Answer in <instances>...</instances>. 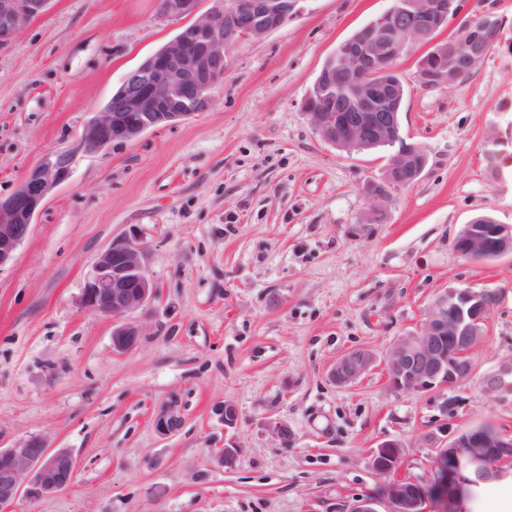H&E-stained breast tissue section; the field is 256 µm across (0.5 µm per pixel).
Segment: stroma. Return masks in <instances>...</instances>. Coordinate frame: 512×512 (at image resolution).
<instances>
[{"instance_id":"35a3bbf8","label":"stroma","mask_w":512,"mask_h":512,"mask_svg":"<svg viewBox=\"0 0 512 512\" xmlns=\"http://www.w3.org/2000/svg\"><path fill=\"white\" fill-rule=\"evenodd\" d=\"M394 0H306L295 19L232 48L205 111L76 155L0 267V445L42 435L76 460L68 488L7 512H351L371 497L392 512L395 481L428 485L441 424L512 431V397L481 380L512 361V254L460 257L464 224H512V165L490 174V134L512 139V0H464L438 34L486 12L506 25L469 76L437 89L414 80L425 46L395 68L407 84L401 131L427 156L366 224L363 184L392 153L348 154L313 129L303 103L327 59ZM159 0H50L0 49V197L47 153L73 148L125 75L188 25ZM135 232L156 287L142 335L112 349V321L81 303L112 240ZM498 288L472 379L430 393L390 390L382 360L451 288ZM370 351L356 383L336 360ZM452 407H445V400ZM238 410L225 427L224 403ZM171 407L180 429L157 431ZM288 424L290 446L267 427ZM242 452L219 461L228 441ZM402 445L395 468L371 459ZM374 362L375 357L369 351L348 352L337 360L331 371V378L338 386L351 385L368 372ZM400 448H402V445L396 440L382 442L373 454V469L379 474H385V469L388 468V464H390L393 469L399 458ZM389 460L394 461V463L392 464Z\"/></svg>"}]
</instances>
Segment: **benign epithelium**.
<instances>
[{
	"instance_id": "obj_1",
	"label": "benign epithelium",
	"mask_w": 512,
	"mask_h": 512,
	"mask_svg": "<svg viewBox=\"0 0 512 512\" xmlns=\"http://www.w3.org/2000/svg\"><path fill=\"white\" fill-rule=\"evenodd\" d=\"M217 5L199 14L198 0H160L163 14L195 15V20L139 65L121 82L113 104L96 113L82 129L77 150L97 154L119 137L147 131L206 110L213 90L224 78L227 56L242 38L261 39L303 11L305 0H216ZM48 0H0V47L10 45L41 14ZM460 0H399L377 21L343 41L323 66L303 109L314 130L336 149L352 153L377 146L396 147L383 178L363 187L368 209L365 224H377L387 215L391 192L418 180L426 155L406 143L401 135L400 107L405 85L383 80L394 72L395 61L411 44L428 47L415 73L423 88L450 86L463 71L474 70L486 58L491 44L480 42L478 31L504 27L494 14L485 13L462 25L448 41L437 34L449 19L458 16ZM370 74L371 82L351 87L343 97L329 95L346 72ZM75 152L53 151L21 179L15 191L0 198V267L10 262L27 237L32 218L49 192L66 181ZM456 253L473 262H487L512 253V225L496 219H474L454 240ZM155 286L146 267V247L135 236L112 242L93 264L83 289L82 304L92 313L112 319V347L118 353L132 350L141 330L132 316L154 297ZM500 291L459 288L445 291L429 304L415 333L396 339L383 362L392 390L427 393L451 388L470 379L471 358L487 316L499 302ZM375 357L355 350L337 360L331 378L338 386L355 383L370 370ZM488 396L501 398L512 392V363L482 379ZM180 415L169 407L156 418L163 434L176 431ZM269 431L283 444L293 440L288 424L272 420ZM402 444L381 443L372 467L385 473L397 461ZM448 460L444 490L439 498L450 505L464 501L470 490L503 477L504 464L512 461V433L492 424L456 432L436 445V463ZM75 461L65 449L54 447L44 436H33L17 445L0 447V509L22 497L39 498L67 488ZM386 494L392 512H426L430 497L425 488L395 482Z\"/></svg>"
}]
</instances>
